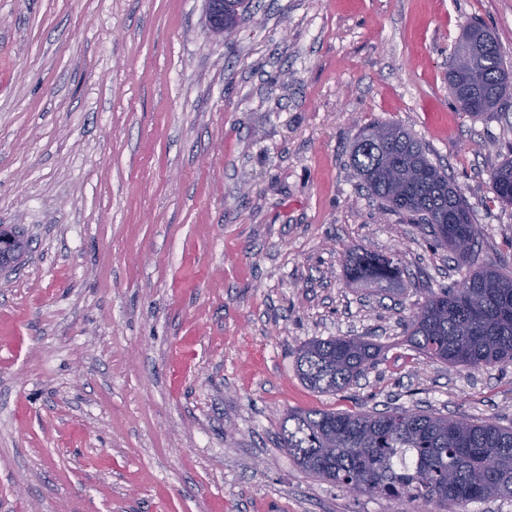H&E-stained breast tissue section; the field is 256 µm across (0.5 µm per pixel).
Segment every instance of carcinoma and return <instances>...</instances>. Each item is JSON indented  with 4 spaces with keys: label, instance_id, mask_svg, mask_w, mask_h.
Here are the masks:
<instances>
[{
    "label": "carcinoma",
    "instance_id": "1",
    "mask_svg": "<svg viewBox=\"0 0 512 512\" xmlns=\"http://www.w3.org/2000/svg\"><path fill=\"white\" fill-rule=\"evenodd\" d=\"M247 0H224L236 25ZM461 34L448 61V88L471 115L495 112L512 93V63L481 25ZM356 177L394 213L428 228L436 245L475 263L480 237L473 210L426 147L397 124L363 128L351 154ZM496 199L512 205V159L491 175ZM347 279L380 291L402 282L396 254L363 246L344 258ZM412 348L451 369L512 363V268L481 265L457 285L431 291L405 324ZM381 350L358 336L314 338L295 353V369L313 392L350 389L378 362ZM284 446L308 475L390 503L406 500L420 512L512 499V428L432 410L396 407L329 411L292 408L281 424Z\"/></svg>",
    "mask_w": 512,
    "mask_h": 512
}]
</instances>
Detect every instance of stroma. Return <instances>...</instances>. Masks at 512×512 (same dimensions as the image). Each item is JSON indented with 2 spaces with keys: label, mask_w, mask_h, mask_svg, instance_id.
I'll return each instance as SVG.
<instances>
[{
  "label": "stroma",
  "mask_w": 512,
  "mask_h": 512,
  "mask_svg": "<svg viewBox=\"0 0 512 512\" xmlns=\"http://www.w3.org/2000/svg\"><path fill=\"white\" fill-rule=\"evenodd\" d=\"M479 21L512 60V0H0V512H388L302 472L291 408L414 407L512 427V364L453 370L404 321L469 264L379 216L359 131L409 129L460 187L478 260L511 253L491 174L512 100L458 111L448 60ZM396 253L401 291L342 254ZM362 336L380 362L337 395L293 351ZM206 4L209 30L213 35L219 36H224V18L231 23L232 29L241 12L248 8L246 0H206Z\"/></svg>",
  "instance_id": "1"
}]
</instances>
